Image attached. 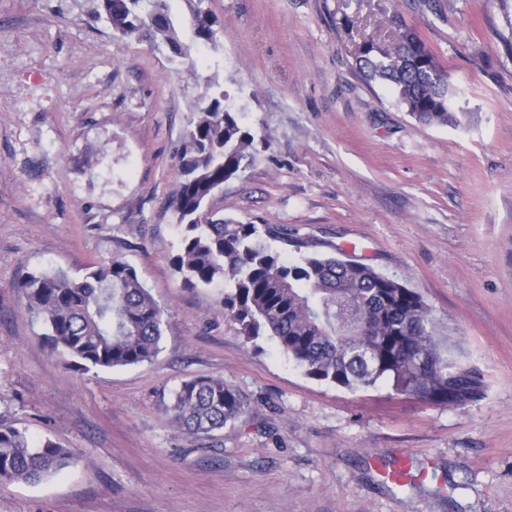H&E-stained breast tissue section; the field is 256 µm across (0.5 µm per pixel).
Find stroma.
<instances>
[{"label": "stroma", "mask_w": 512, "mask_h": 512, "mask_svg": "<svg viewBox=\"0 0 512 512\" xmlns=\"http://www.w3.org/2000/svg\"><path fill=\"white\" fill-rule=\"evenodd\" d=\"M218 48L181 59L119 38L89 0H0V420L68 448L0 512H512V0H205ZM399 13L435 54L456 121L424 125L366 83L353 43ZM266 140L223 214L287 234L289 257L353 261L418 292L479 367L449 408L307 377L247 343L219 286L173 266L174 166L206 77ZM119 258L170 317L156 360L89 371L43 341L15 284ZM221 377L250 401L214 438L179 433L172 391ZM429 469L381 482L400 456Z\"/></svg>", "instance_id": "stroma-1"}]
</instances>
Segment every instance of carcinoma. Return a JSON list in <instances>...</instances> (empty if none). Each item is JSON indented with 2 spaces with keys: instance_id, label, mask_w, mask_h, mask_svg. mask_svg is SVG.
<instances>
[{
  "instance_id": "cac0c4a2",
  "label": "carcinoma",
  "mask_w": 512,
  "mask_h": 512,
  "mask_svg": "<svg viewBox=\"0 0 512 512\" xmlns=\"http://www.w3.org/2000/svg\"><path fill=\"white\" fill-rule=\"evenodd\" d=\"M92 17L122 37L145 35L178 57L194 44L216 47V17L196 0L190 37L169 0H94ZM391 35L355 48L366 80L388 85L406 112L426 125L456 121L448 75L425 42L395 15ZM218 78L208 79L193 113L174 175L173 210L181 231L174 259L183 287L224 285V318L248 342H275L305 375L355 391L387 384L400 395L457 407L481 400L479 368L442 335L432 309L416 291L372 267L340 256L308 253L291 261L271 248L277 232L218 216L224 182L245 171L258 153L241 113L224 106ZM17 288L28 311L43 321L52 350L83 370L149 363L162 352L169 310L135 268L114 259L82 276L62 269L24 277ZM247 398L219 377H196L174 391L165 412L180 432L211 438L240 419ZM71 453L49 438L0 421V487L38 484L68 467Z\"/></svg>"
}]
</instances>
